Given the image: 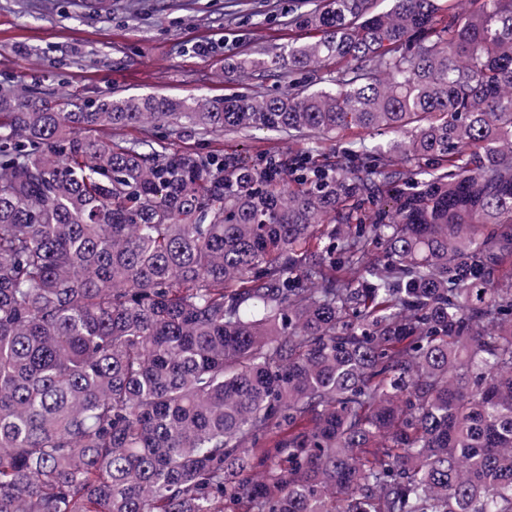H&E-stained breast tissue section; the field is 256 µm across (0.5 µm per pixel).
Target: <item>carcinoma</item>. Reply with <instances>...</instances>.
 Instances as JSON below:
<instances>
[{"mask_svg":"<svg viewBox=\"0 0 512 512\" xmlns=\"http://www.w3.org/2000/svg\"><path fill=\"white\" fill-rule=\"evenodd\" d=\"M299 2L279 95L0 88V512H512V0ZM156 142L165 146L169 151L175 152H208L235 153L251 163L267 151H277L284 155L295 153L305 146L299 139L288 138L287 134L253 131L248 134L224 132L220 137L184 136L182 138L170 137L164 126H156L150 133Z\"/></svg>","mask_w":512,"mask_h":512,"instance_id":"1","label":"carcinoma"}]
</instances>
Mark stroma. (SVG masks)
<instances>
[{
	"instance_id": "obj_1",
	"label": "stroma",
	"mask_w": 512,
	"mask_h": 512,
	"mask_svg": "<svg viewBox=\"0 0 512 512\" xmlns=\"http://www.w3.org/2000/svg\"><path fill=\"white\" fill-rule=\"evenodd\" d=\"M294 6V0H112L107 18L72 0H0V87L19 84L39 99L64 93L80 100L280 92L284 84L274 77L225 81L224 66L286 47ZM149 135L171 151L235 153L249 162L270 150L303 147L302 140L268 131L178 139L158 126Z\"/></svg>"
}]
</instances>
